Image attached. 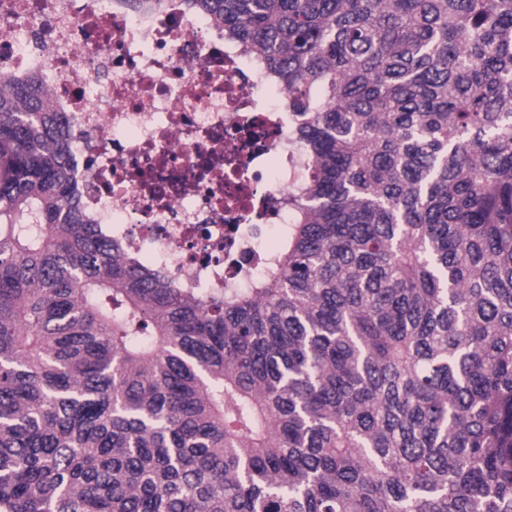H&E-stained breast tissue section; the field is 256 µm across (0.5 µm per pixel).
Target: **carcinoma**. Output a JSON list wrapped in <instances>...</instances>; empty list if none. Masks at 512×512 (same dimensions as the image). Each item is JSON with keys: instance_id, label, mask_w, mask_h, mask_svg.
I'll return each mask as SVG.
<instances>
[{"instance_id": "carcinoma-1", "label": "carcinoma", "mask_w": 512, "mask_h": 512, "mask_svg": "<svg viewBox=\"0 0 512 512\" xmlns=\"http://www.w3.org/2000/svg\"><path fill=\"white\" fill-rule=\"evenodd\" d=\"M307 158L241 293L97 230L0 80V512H512V0H187Z\"/></svg>"}]
</instances>
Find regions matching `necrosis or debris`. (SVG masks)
Wrapping results in <instances>:
<instances>
[{"instance_id":"1","label":"necrosis or debris","mask_w":512,"mask_h":512,"mask_svg":"<svg viewBox=\"0 0 512 512\" xmlns=\"http://www.w3.org/2000/svg\"><path fill=\"white\" fill-rule=\"evenodd\" d=\"M28 77L93 223L196 295L250 288L306 168L258 54L186 0H0V78Z\"/></svg>"}]
</instances>
